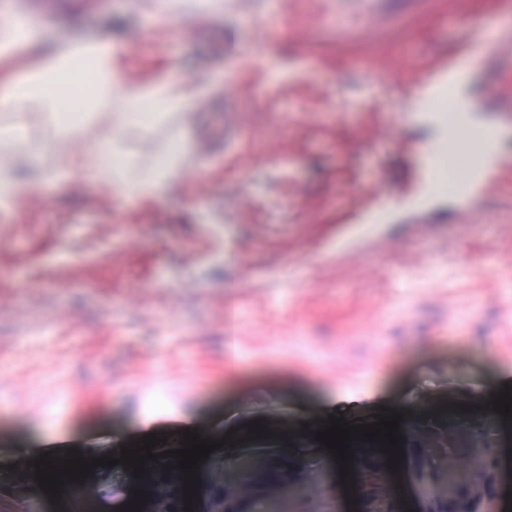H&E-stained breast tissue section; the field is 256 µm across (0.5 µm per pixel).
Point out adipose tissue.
<instances>
[{
    "label": "adipose tissue",
    "instance_id": "adipose-tissue-1",
    "mask_svg": "<svg viewBox=\"0 0 512 512\" xmlns=\"http://www.w3.org/2000/svg\"><path fill=\"white\" fill-rule=\"evenodd\" d=\"M116 52V47L105 41L44 55L38 82L23 79L1 93L0 112L14 111L37 96L55 108L68 104L79 112L99 108L106 131L90 150L88 167L96 177L111 182L113 192L120 197L152 194L176 176L180 144H172L151 173L136 180L126 174L120 135L139 122L145 99H152L163 112H187L192 108V95L184 86L169 82L144 92L126 90L120 77L113 74Z\"/></svg>",
    "mask_w": 512,
    "mask_h": 512
}]
</instances>
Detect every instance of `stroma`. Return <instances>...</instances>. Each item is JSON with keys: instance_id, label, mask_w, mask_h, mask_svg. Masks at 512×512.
Segmentation results:
<instances>
[{"instance_id": "obj_1", "label": "stroma", "mask_w": 512, "mask_h": 512, "mask_svg": "<svg viewBox=\"0 0 512 512\" xmlns=\"http://www.w3.org/2000/svg\"><path fill=\"white\" fill-rule=\"evenodd\" d=\"M0 0V20L48 30L0 55V87L69 43L109 40L132 89L196 91L128 140L129 175L174 141L199 175L158 195L117 199L83 166L92 146L54 110L32 106L27 139L0 144V169L31 190L0 210V512L4 474L30 456L120 457L150 434L221 440L252 421L244 448L284 465L281 433L382 408L485 404L512 382V64L485 49L467 80L436 97L415 83L470 34H512V0H386L372 35L347 0ZM463 97L472 131L506 159L492 189L462 200L447 173L429 183L418 146L447 141ZM242 128L224 143V115ZM390 122L397 133L374 136ZM41 157L39 169L26 158ZM239 356L226 383L224 322ZM132 471L98 466L97 512L127 504ZM325 448L304 452L291 486L247 512H347Z\"/></svg>"}]
</instances>
